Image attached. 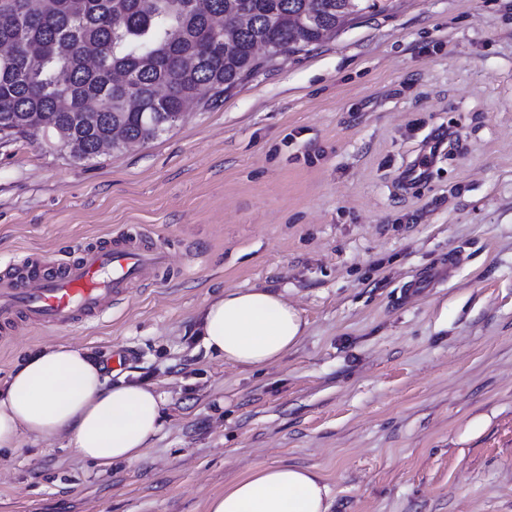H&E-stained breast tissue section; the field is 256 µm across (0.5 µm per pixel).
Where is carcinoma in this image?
Wrapping results in <instances>:
<instances>
[{
    "label": "carcinoma",
    "instance_id": "carcinoma-1",
    "mask_svg": "<svg viewBox=\"0 0 512 512\" xmlns=\"http://www.w3.org/2000/svg\"><path fill=\"white\" fill-rule=\"evenodd\" d=\"M242 2L232 42L216 21ZM345 0H0V140L39 127L78 162L118 129L125 143L169 132L187 104L216 102L281 56L342 27ZM312 10L319 22L299 27Z\"/></svg>",
    "mask_w": 512,
    "mask_h": 512
}]
</instances>
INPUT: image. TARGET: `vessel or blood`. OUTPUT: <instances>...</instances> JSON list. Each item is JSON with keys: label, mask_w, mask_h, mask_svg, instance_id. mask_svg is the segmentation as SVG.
I'll list each match as a JSON object with an SVG mask.
<instances>
[{"label": "vessel or blood", "mask_w": 512, "mask_h": 512, "mask_svg": "<svg viewBox=\"0 0 512 512\" xmlns=\"http://www.w3.org/2000/svg\"><path fill=\"white\" fill-rule=\"evenodd\" d=\"M168 264L167 252L141 236H114L65 262H24L23 276H0V320L57 328L97 317L138 280Z\"/></svg>", "instance_id": "1"}]
</instances>
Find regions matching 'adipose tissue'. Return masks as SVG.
Listing matches in <instances>:
<instances>
[{
  "label": "adipose tissue",
  "mask_w": 512,
  "mask_h": 512,
  "mask_svg": "<svg viewBox=\"0 0 512 512\" xmlns=\"http://www.w3.org/2000/svg\"><path fill=\"white\" fill-rule=\"evenodd\" d=\"M300 311L282 294L246 288L214 295L202 311L208 352L264 368L305 334ZM162 398L152 386L107 384L100 364L64 343L26 357L0 385V450L26 439H59L101 470L142 456L161 427ZM328 484L316 471L281 463L256 467L210 497L205 512H330Z\"/></svg>",
  "instance_id": "ef3b65f1"
}]
</instances>
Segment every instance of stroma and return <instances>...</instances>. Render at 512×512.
<instances>
[{
  "label": "stroma",
  "mask_w": 512,
  "mask_h": 512,
  "mask_svg": "<svg viewBox=\"0 0 512 512\" xmlns=\"http://www.w3.org/2000/svg\"><path fill=\"white\" fill-rule=\"evenodd\" d=\"M129 233L168 269L103 316L17 323L0 383L69 344L154 384L162 427L105 472L59 440L1 451L0 512H205L276 462L320 472L331 512H512V0H385L89 162L0 141V275ZM253 287L307 322L259 370L195 334L208 297Z\"/></svg>",
  "instance_id": "stroma-1"
}]
</instances>
